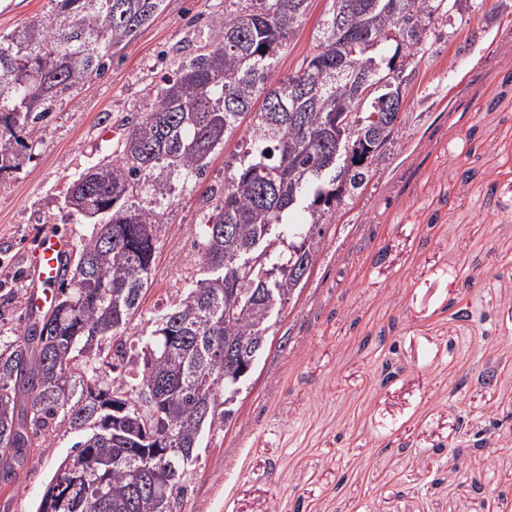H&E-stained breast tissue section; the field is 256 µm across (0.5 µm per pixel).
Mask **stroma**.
Masks as SVG:
<instances>
[{"label":"stroma","mask_w":512,"mask_h":512,"mask_svg":"<svg viewBox=\"0 0 512 512\" xmlns=\"http://www.w3.org/2000/svg\"><path fill=\"white\" fill-rule=\"evenodd\" d=\"M331 5L311 0L280 76L312 52ZM52 8L0 0V32ZM223 23L224 0H164L103 74L56 103L29 160L0 174V339L25 323L39 231L77 243L94 232L64 204L70 183L111 159L172 57ZM430 28L406 70L393 145L327 225L304 288L276 310L232 419L204 433L182 512H512V429L492 433L495 454L471 445L512 414V0H459ZM240 141L230 137L165 212L127 336L148 335L151 317L199 278L196 229ZM462 305L469 320L454 317ZM80 438L57 421L0 483V512H36Z\"/></svg>","instance_id":"35a3bbf8"}]
</instances>
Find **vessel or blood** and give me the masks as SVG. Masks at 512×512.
Segmentation results:
<instances>
[{"label": "vessel or blood", "mask_w": 512, "mask_h": 512, "mask_svg": "<svg viewBox=\"0 0 512 512\" xmlns=\"http://www.w3.org/2000/svg\"><path fill=\"white\" fill-rule=\"evenodd\" d=\"M74 250L71 238L56 228L44 229L39 236L31 258L28 294L29 310L42 312L52 309L56 302L55 288L59 279L60 262Z\"/></svg>", "instance_id": "obj_1"}]
</instances>
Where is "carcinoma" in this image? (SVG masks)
<instances>
[{"instance_id": "cac0c4a2", "label": "carcinoma", "mask_w": 512, "mask_h": 512, "mask_svg": "<svg viewBox=\"0 0 512 512\" xmlns=\"http://www.w3.org/2000/svg\"><path fill=\"white\" fill-rule=\"evenodd\" d=\"M48 18L0 34V174L19 168L53 105L105 69L163 0H52ZM316 48L280 79L278 60L310 0H224V25L172 62L115 151L68 187L65 207L99 222L65 262L55 306L0 342V480L42 448L58 416L84 432L37 512H181L202 433L248 380L324 226L356 199L399 122L397 89L353 98L415 58L452 0H333ZM197 243L202 273L147 336L123 329L151 285L156 225L257 101ZM301 211L304 223L287 217ZM267 247L263 259L244 260Z\"/></svg>"}]
</instances>
